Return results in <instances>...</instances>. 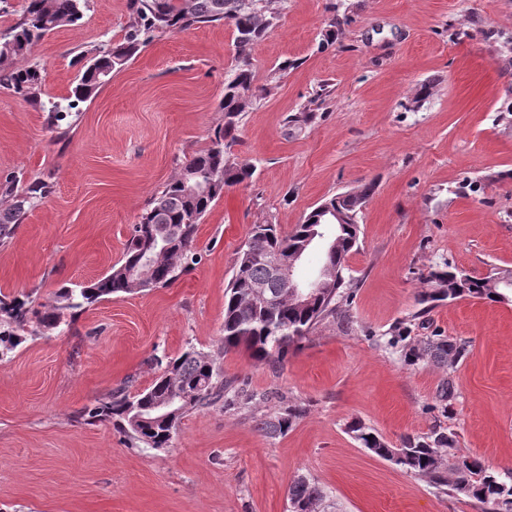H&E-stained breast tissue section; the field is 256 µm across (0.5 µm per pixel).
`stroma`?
<instances>
[{
  "instance_id": "obj_1",
  "label": "stroma",
  "mask_w": 512,
  "mask_h": 512,
  "mask_svg": "<svg viewBox=\"0 0 512 512\" xmlns=\"http://www.w3.org/2000/svg\"><path fill=\"white\" fill-rule=\"evenodd\" d=\"M276 8L275 29L252 51L256 97L231 148L256 171L199 224L200 263L167 287L102 300L64 330L24 336L0 359V512H288L299 475L334 512H480L369 452L348 431L354 421L393 446L438 423L455 434L449 456L512 470V299L446 300L427 321L413 318L436 263L512 270V0ZM128 20V0H90L76 25L36 43L29 61L46 95L67 96L79 58L122 42ZM235 54L227 23L157 35L82 103L62 141L43 112L0 88V182L52 185L0 246V297L25 301L34 322L62 286L121 259L150 198L221 121ZM323 84L330 94L315 101ZM424 84L432 94L416 101ZM307 105L309 123H288ZM367 184L348 258L351 332L323 321L280 365L242 349L220 359L225 377L279 400L194 411L166 450L114 421H84L126 379L148 387L153 356L217 350L224 289L253 225L292 230ZM401 321L415 340L469 341L447 412L433 408L441 369L376 344ZM283 404L305 413L268 438L255 421Z\"/></svg>"
}]
</instances>
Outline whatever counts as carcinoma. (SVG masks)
Listing matches in <instances>:
<instances>
[{"label": "carcinoma", "instance_id": "1", "mask_svg": "<svg viewBox=\"0 0 512 512\" xmlns=\"http://www.w3.org/2000/svg\"><path fill=\"white\" fill-rule=\"evenodd\" d=\"M273 0H130V18L124 41L98 50L94 60L97 69L89 65L80 69L71 94L51 98L43 91L41 72L28 63L32 46L55 30L76 24L89 7V0H24L22 13L7 30L0 32V87L22 95L40 111L47 113L49 129L63 139L86 102L102 87L99 72L121 70L138 52L149 44L157 33L180 32L196 24L229 23L235 31L236 67L224 82V97L219 103L223 122L210 135L208 147L179 165L177 171L152 198L133 226L122 259L104 276L88 285L60 289L53 300L43 304L33 335L57 329L65 315L76 316L86 308L114 295L138 294L159 285L165 287L176 281L192 266L199 263L194 242L198 224L212 204L224 194V188L253 177L255 168L239 164L230 158V149L237 142L236 131L240 116L249 105L239 103L235 88L240 84L254 87L255 71L251 51L255 44L276 27L278 11ZM195 175L208 185L201 195H190L184 188L187 175ZM51 192L45 181L22 184L12 178L0 182V245L12 238L28 210ZM370 187L354 193L336 195L326 203L352 214L348 224H335L332 232L336 252L330 260L322 288L307 304L300 306L289 296V288L273 282L270 291L276 300L262 306L250 296L251 286L268 277L262 259L271 252L294 256L304 240L322 228L315 222L320 213L311 211L304 223L289 233L280 232L274 224H256L245 244L236 253L232 276L226 287L222 351L244 349L259 361L282 363L288 352L298 347L322 321L332 318L349 330L352 321L348 306L353 298L352 278L347 276V258L357 247L360 225L359 205L366 200ZM156 251L161 258L149 267H141L145 256ZM143 268L141 280L134 281L127 272ZM505 279L496 287L489 286L491 277H464L449 264L437 265L426 277L429 289L422 292L418 302L424 308L413 315L417 319L431 311L437 303L463 297L494 300L504 291H512V271L504 272ZM29 309L23 301L0 299V358L8 355L18 343V332L29 324ZM408 327L399 322L381 336L386 348L399 354L407 365L428 359L446 371L437 387L435 401L443 411L456 398L454 373L467 354L469 342L450 341L435 333L417 344L408 341ZM161 372L143 391L130 395L127 386L114 390L108 400L84 411L89 422L117 418L130 437L146 448H167L173 431L189 413L220 406L231 408L257 398L269 401L267 393L256 394L244 382L224 378L217 355L189 348L167 361L156 359ZM182 395L186 402L181 411L166 419L159 417L157 406ZM303 410L294 405L282 412H273L257 420L256 426L266 436L284 434L302 416ZM349 430L361 445L373 454L391 460L399 455L397 466L426 480L434 488L473 499L482 505V512H512V470L500 473L467 456L455 457L452 464L444 455L454 446L453 432L439 424L423 435L406 436L400 446L390 447L378 434L359 422ZM288 503L301 505L306 512H325V494L305 476L294 478L288 486Z\"/></svg>", "mask_w": 512, "mask_h": 512}]
</instances>
